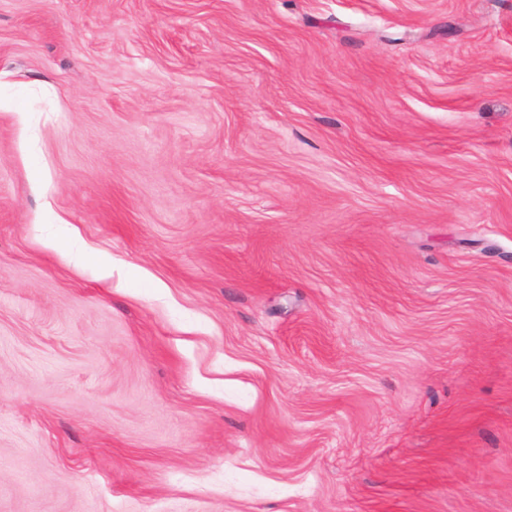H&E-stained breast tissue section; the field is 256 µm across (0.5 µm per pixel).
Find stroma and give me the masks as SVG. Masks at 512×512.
Returning <instances> with one entry per match:
<instances>
[{
  "label": "stroma",
  "mask_w": 512,
  "mask_h": 512,
  "mask_svg": "<svg viewBox=\"0 0 512 512\" xmlns=\"http://www.w3.org/2000/svg\"><path fill=\"white\" fill-rule=\"evenodd\" d=\"M0 512H512V0H0Z\"/></svg>",
  "instance_id": "35a3bbf8"
}]
</instances>
